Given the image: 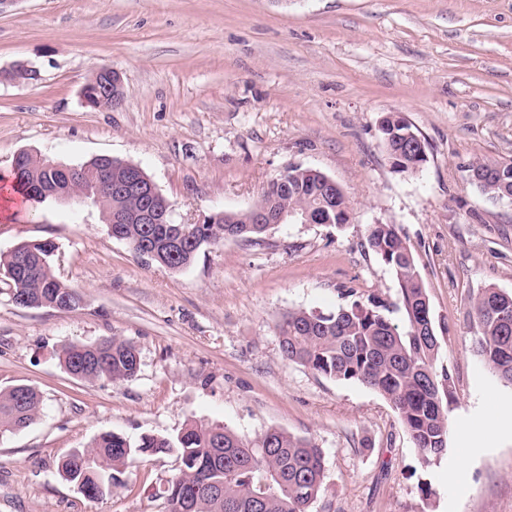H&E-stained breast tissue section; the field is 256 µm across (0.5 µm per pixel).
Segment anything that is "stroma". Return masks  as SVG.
<instances>
[{
    "mask_svg": "<svg viewBox=\"0 0 512 512\" xmlns=\"http://www.w3.org/2000/svg\"><path fill=\"white\" fill-rule=\"evenodd\" d=\"M19 61L39 78L0 77V174L21 150L67 166L109 156L147 173L174 223L201 224L299 166L332 177L351 218L228 239L172 272L113 238L96 206L0 213V253L51 240L56 275L83 297L24 308L0 281V389L42 397L0 443V512H167L176 454L138 457L98 500L58 462L103 433L173 437L190 420L313 440L326 490L311 512H512V388L474 356L466 318L480 289L512 292V200L468 176L475 160L512 158V0H6L0 74ZM103 64L124 96L95 110L82 89ZM390 112L425 141L416 174L387 158ZM374 224L412 251L454 380L448 453L429 466L380 394L280 352L289 310L334 311L347 289L397 303L366 243ZM112 336L136 345L134 379L91 385L60 365L65 345Z\"/></svg>",
    "mask_w": 512,
    "mask_h": 512,
    "instance_id": "35a3bbf8",
    "label": "stroma"
}]
</instances>
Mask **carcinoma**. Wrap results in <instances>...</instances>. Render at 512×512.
I'll use <instances>...</instances> for the list:
<instances>
[{"label":"carcinoma","instance_id":"1","mask_svg":"<svg viewBox=\"0 0 512 512\" xmlns=\"http://www.w3.org/2000/svg\"><path fill=\"white\" fill-rule=\"evenodd\" d=\"M386 152L398 162V172L414 174L426 162L420 147H409L393 133L389 118L380 123ZM498 160L472 163L473 177L490 199L512 197V167L498 172ZM283 187L270 183L257 203L271 218L283 212L306 213L312 221L337 225L345 221L350 201L343 192L329 195L320 180L302 168ZM13 181L36 207L66 186L64 175L49 159L33 153L12 166ZM102 217L111 212H133L142 205L134 191L123 194L99 188ZM171 215L157 224H116L137 254L154 251L150 262L171 271L189 267L205 246L226 239L256 242L269 225L256 223V212H220L203 224H185L180 245L169 247ZM368 247L395 276L405 326L386 315L390 305L371 295L362 300L345 291L351 301L329 313L293 309L277 325L280 350L299 364L337 381L361 383L385 398L405 429L421 462L430 465L448 451V408L454 401L448 370L436 369L440 343L430 334L433 323L426 288L416 260L393 224H374ZM55 245L48 240L24 241L0 255V277L9 289L26 296L27 308H54L66 301L81 303L76 289L53 272ZM469 326L473 352L502 385L512 387V293L494 286L470 301ZM58 359L71 375L88 383H113L134 378L140 358L136 346L123 338L65 346ZM41 397L29 385L0 390V441L31 425L39 415ZM177 452L179 473L166 489L168 512H310L324 492L323 451L313 441L270 428L252 439H242L220 424L190 422L174 438L144 435L136 443L116 433H103L91 445L75 449L61 462L62 476L90 499L100 489L112 492L116 474L137 456Z\"/></svg>","mask_w":512,"mask_h":512}]
</instances>
